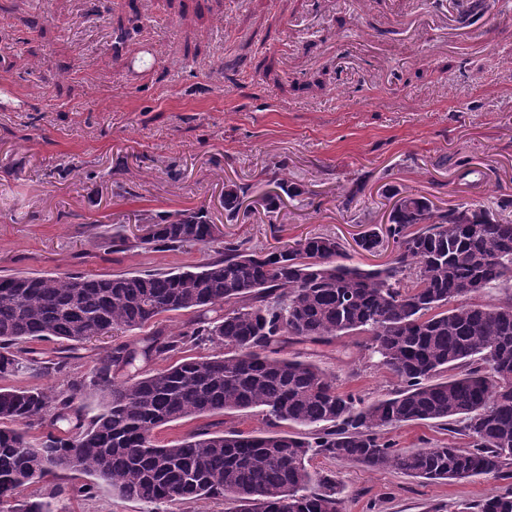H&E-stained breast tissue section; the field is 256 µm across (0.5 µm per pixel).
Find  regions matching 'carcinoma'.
<instances>
[{
	"label": "carcinoma",
	"instance_id": "1",
	"mask_svg": "<svg viewBox=\"0 0 512 512\" xmlns=\"http://www.w3.org/2000/svg\"><path fill=\"white\" fill-rule=\"evenodd\" d=\"M237 185L224 189V211L238 215ZM475 222L458 224L425 196L408 194L391 210L385 232L368 230L358 247L380 237L395 244L388 262L365 269L348 262L340 240L318 234L281 250H248L227 240L224 254L198 270L69 276L0 275V379L36 361L35 344H56L39 361L61 388L0 386V512H52L50 500L18 504V488L63 471L105 485L122 499L167 512L221 499L234 512H341L344 485L310 465L316 455L368 470H394L428 481L481 475L512 479V296L474 297L512 284V198L502 213L463 204ZM207 209L168 214L145 247L181 251L216 242ZM91 235L107 251L133 248L100 224ZM221 311L211 318L210 311ZM194 314L177 332L156 329L142 348L103 350L87 373L71 350L114 331H141L169 313ZM366 336L367 349L399 382L367 401L341 392L336 377L299 356L292 340L327 344ZM220 348L187 355L206 344ZM166 365L120 380L138 356ZM99 396L91 414L78 403ZM255 410L267 420L256 434L199 427L159 444L169 423ZM73 426L63 432L60 421ZM430 422L469 440L398 448L386 431ZM44 428L37 442L29 429ZM512 512V486L466 508Z\"/></svg>",
	"mask_w": 512,
	"mask_h": 512
}]
</instances>
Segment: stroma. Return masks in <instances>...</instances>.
Masks as SVG:
<instances>
[{"instance_id": "1", "label": "stroma", "mask_w": 512, "mask_h": 512, "mask_svg": "<svg viewBox=\"0 0 512 512\" xmlns=\"http://www.w3.org/2000/svg\"><path fill=\"white\" fill-rule=\"evenodd\" d=\"M0 0V275L115 274L203 264L214 247L104 253L90 224L136 239L149 218L205 207L223 236L260 250L314 234L353 263L394 187L441 209L512 196V0L456 23L438 0ZM40 28H30V19ZM135 34L112 48L117 26ZM265 69H258V62ZM314 78L324 89H305ZM298 187L277 212L227 220L226 183ZM362 336L293 343L340 390L383 397L396 379ZM346 487L344 512H461L503 490L480 476L424 481L317 455ZM52 512H150L107 487Z\"/></svg>"}]
</instances>
